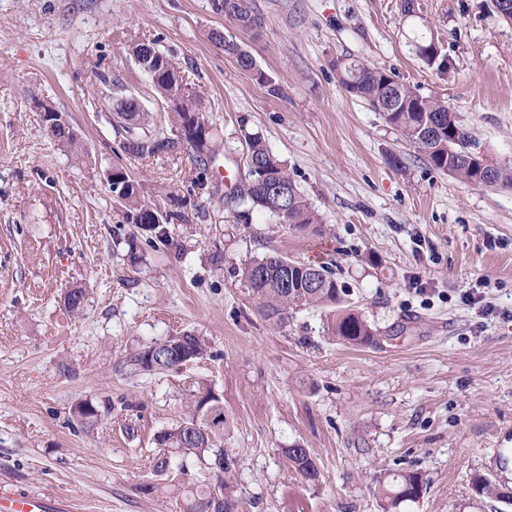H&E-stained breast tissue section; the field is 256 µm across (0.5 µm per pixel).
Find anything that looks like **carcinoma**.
Here are the masks:
<instances>
[{"label":"carcinoma","instance_id":"carcinoma-1","mask_svg":"<svg viewBox=\"0 0 512 512\" xmlns=\"http://www.w3.org/2000/svg\"><path fill=\"white\" fill-rule=\"evenodd\" d=\"M230 10L225 15L243 26L251 23L248 0H229ZM417 56L429 66L440 70L448 69V58L441 55L433 60L427 55L430 41L421 37L413 41ZM133 54L138 60H153L151 68L162 67V74L152 79L155 90L166 97H175L181 90L178 77L169 80L164 74L175 75L176 69L166 56L153 47L140 43L133 46ZM340 80L345 89L353 96L364 100L381 119L396 130L404 141L423 156L435 169L447 172L460 182L471 185L483 176L480 167L481 146L474 135L460 124L455 113L448 111V104L436 96H424L410 86L395 80L385 70L366 64H349L340 72ZM202 96L191 90L181 110L171 113V136H157L138 129L145 125L147 113L141 111L138 100L115 88L112 96V112L115 113L120 127L127 133L129 155L135 158H151L169 153L182 147L178 139L179 126L191 120L200 126H207L208 120L200 115ZM246 152V172L250 177L241 182L232 196L234 202L247 204L262 212L269 213L288 226L290 230L305 231L313 228L319 232L316 224L319 215L312 209L301 194L288 173L287 165L267 145L258 134H244ZM193 158L200 173L209 170L220 145L211 132L206 141L192 148ZM126 176L124 194L116 200L121 207L123 223L138 213L140 217H150L155 212L156 219L151 225L148 242L154 246L173 245L167 225L177 222H189V215L182 211H156V203L146 200L142 185L126 169L119 168ZM247 279L259 300L262 316L278 326L288 322V310L310 305L327 308L329 312L323 323L324 335L330 341L344 345L367 346L376 341L378 330L372 327L365 316L347 304V290L338 286L329 267L319 263H302L277 253L266 254L251 261ZM319 280V286H310L311 278ZM86 299V290L74 288L64 297V305L69 312L80 314ZM186 338V350L193 355L191 361L202 358L207 352L205 340L192 332L183 333ZM173 343L171 338L145 345L132 353L129 364L138 371L170 372L179 370L171 361L151 363L152 354L167 348ZM200 399L194 400L192 412L188 417L170 426L158 436L161 445L175 449L173 453H160L154 458L153 472L159 476L184 474L191 463L202 465L221 461L222 471H230L224 449L217 445L224 434L227 422L224 407L213 412L210 421L197 419ZM112 412L108 401L99 404L87 403L75 408L76 415L87 423L104 419ZM282 453L291 467L306 481L319 478L318 466L307 448H284ZM475 489L481 493L495 495L500 499L511 498V492L497 488L492 481L484 477L473 480ZM427 491V482L423 475L406 469L392 475L389 481L379 483L375 495L383 512H390L401 503L415 502ZM181 512H238V499L234 489L224 479L217 487L193 493L182 499Z\"/></svg>","mask_w":512,"mask_h":512}]
</instances>
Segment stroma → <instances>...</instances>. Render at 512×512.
<instances>
[{"mask_svg": "<svg viewBox=\"0 0 512 512\" xmlns=\"http://www.w3.org/2000/svg\"><path fill=\"white\" fill-rule=\"evenodd\" d=\"M221 3L0 0V487L66 499L70 512H180L216 471L155 476L156 437L208 387L229 420L220 445L240 512H288L296 499L306 512H380L376 478L408 467L429 485L395 512H512L472 485L480 475L512 487L500 468L512 445V188L432 168L338 70L364 62L442 98L491 156L512 160V24L491 0H416L411 17L402 0H249L246 29ZM420 35L448 71L419 59ZM139 43L203 96L223 143L207 175L188 149L120 150L114 84L153 130L170 111L131 55ZM37 101L68 118L80 155L48 138ZM248 132L286 161L322 234L231 203L224 179L243 177ZM117 163L196 206L171 225L174 247L123 223L107 183ZM273 251L331 264L378 343L328 341L318 307L295 308L283 327L265 320L245 270ZM75 286L88 290L78 318L62 300ZM468 290L477 303L463 301ZM186 331L207 342L203 359L164 373L127 365ZM88 400L111 401V416L79 423L73 410ZM293 446L309 449L318 480L289 468Z\"/></svg>", "mask_w": 512, "mask_h": 512, "instance_id": "1", "label": "stroma"}]
</instances>
